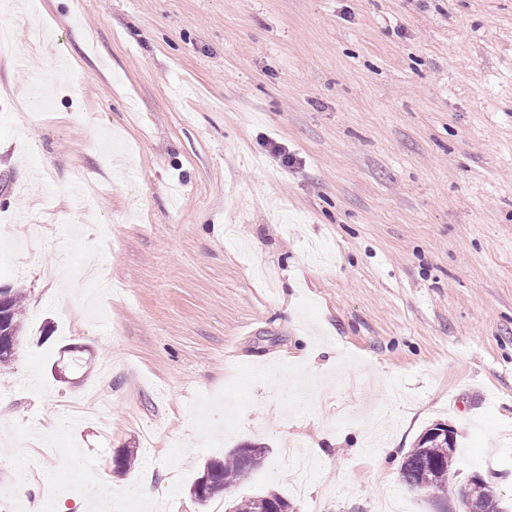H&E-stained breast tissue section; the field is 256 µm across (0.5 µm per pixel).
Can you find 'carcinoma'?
<instances>
[{
    "label": "carcinoma",
    "instance_id": "carcinoma-1",
    "mask_svg": "<svg viewBox=\"0 0 512 512\" xmlns=\"http://www.w3.org/2000/svg\"><path fill=\"white\" fill-rule=\"evenodd\" d=\"M10 308L14 311L12 335L21 338L23 329L24 308L22 294L11 287ZM435 427L426 429L410 449L403 460L401 476L410 487L430 488L445 491L448 489V474L457 459V447H448V441L434 435ZM268 453L265 446L240 445L231 450L222 460H211L206 463L202 475L192 487L196 499L204 504L226 487L235 483L247 474L258 469ZM460 500H475L480 505V512H500L498 499L488 493V488L481 482H470L458 489ZM272 505L278 512H289L288 501L279 494L268 493L264 496L237 500L228 505L226 512H262L266 505Z\"/></svg>",
    "mask_w": 512,
    "mask_h": 512
}]
</instances>
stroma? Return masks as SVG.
Returning a JSON list of instances; mask_svg holds the SVG:
<instances>
[{
    "mask_svg": "<svg viewBox=\"0 0 512 512\" xmlns=\"http://www.w3.org/2000/svg\"><path fill=\"white\" fill-rule=\"evenodd\" d=\"M1 27L25 339L0 512H143L142 483L212 512L190 488L245 443L269 453L232 501L461 512L401 478L437 423L452 485L481 475L512 512V0H0Z\"/></svg>",
    "mask_w": 512,
    "mask_h": 512,
    "instance_id": "35a3bbf8",
    "label": "stroma"
}]
</instances>
